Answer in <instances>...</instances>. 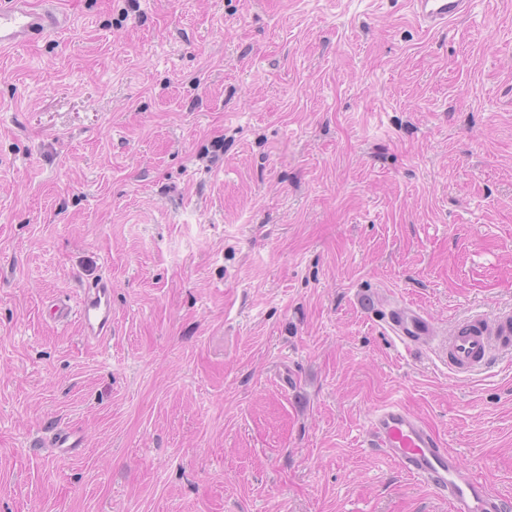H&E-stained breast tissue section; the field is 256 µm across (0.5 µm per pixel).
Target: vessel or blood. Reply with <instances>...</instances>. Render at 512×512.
I'll return each mask as SVG.
<instances>
[{
  "mask_svg": "<svg viewBox=\"0 0 512 512\" xmlns=\"http://www.w3.org/2000/svg\"><path fill=\"white\" fill-rule=\"evenodd\" d=\"M473 0H407L415 22L429 30L447 28L468 13ZM66 21L54 0H42L40 8H30L26 0H0V50L21 48L61 27ZM77 313L88 340L101 341L112 329V282L103 278L85 288L77 309L57 305L50 319L62 321ZM389 331L402 343L429 345L436 336L432 319L420 308L398 305L385 316ZM512 338V315L494 320L465 322L455 327L446 352L449 366L456 372L472 371L485 365L489 357ZM369 447L378 448L411 477L429 486L447 500L450 512H500L503 499L488 482L474 478L460 460L441 448L426 425L399 403L378 408L366 429ZM56 455L69 457L83 447L80 435L57 431L52 439Z\"/></svg>",
  "mask_w": 512,
  "mask_h": 512,
  "instance_id": "1",
  "label": "vessel or blood"
}]
</instances>
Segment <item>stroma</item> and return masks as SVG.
<instances>
[{"instance_id": "1", "label": "stroma", "mask_w": 512, "mask_h": 512, "mask_svg": "<svg viewBox=\"0 0 512 512\" xmlns=\"http://www.w3.org/2000/svg\"><path fill=\"white\" fill-rule=\"evenodd\" d=\"M0 51V512H450L366 447L397 402L512 502V0H58ZM112 281V333L75 305ZM84 438L60 458L55 430ZM415 22L427 30H438L471 10L472 0H407ZM383 317L389 331L406 345L426 346L435 339V323L418 307L397 305ZM512 335V316L504 313L492 321L458 324L448 339V366L458 373L471 372Z\"/></svg>"}]
</instances>
